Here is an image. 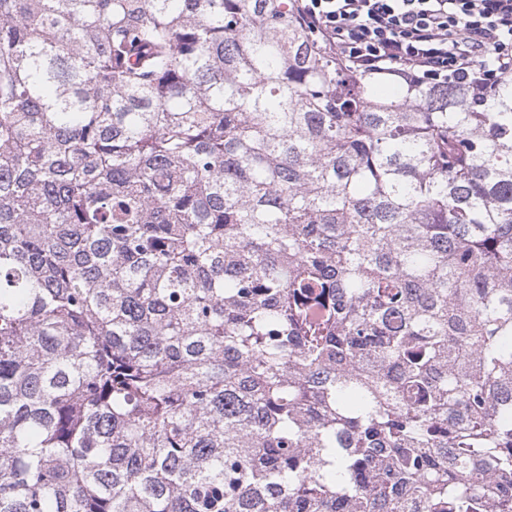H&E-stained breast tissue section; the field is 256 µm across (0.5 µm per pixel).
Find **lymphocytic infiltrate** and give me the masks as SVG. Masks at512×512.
Segmentation results:
<instances>
[{
    "label": "lymphocytic infiltrate",
    "mask_w": 512,
    "mask_h": 512,
    "mask_svg": "<svg viewBox=\"0 0 512 512\" xmlns=\"http://www.w3.org/2000/svg\"><path fill=\"white\" fill-rule=\"evenodd\" d=\"M298 15L363 73L482 99L512 77V0H299Z\"/></svg>",
    "instance_id": "lymphocytic-infiltrate-1"
}]
</instances>
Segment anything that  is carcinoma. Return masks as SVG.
Segmentation results:
<instances>
[{
  "label": "carcinoma",
  "instance_id": "obj_1",
  "mask_svg": "<svg viewBox=\"0 0 512 512\" xmlns=\"http://www.w3.org/2000/svg\"><path fill=\"white\" fill-rule=\"evenodd\" d=\"M297 7L0 0V512H512V79Z\"/></svg>",
  "mask_w": 512,
  "mask_h": 512
}]
</instances>
